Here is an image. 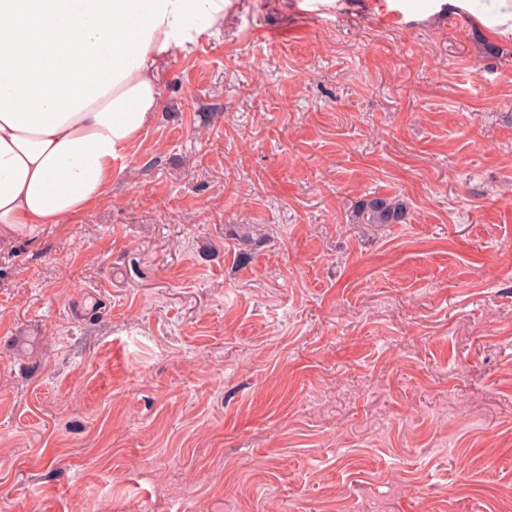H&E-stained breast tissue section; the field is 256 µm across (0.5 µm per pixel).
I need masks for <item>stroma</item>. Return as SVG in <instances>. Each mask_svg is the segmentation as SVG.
<instances>
[{"label": "stroma", "instance_id": "1", "mask_svg": "<svg viewBox=\"0 0 512 512\" xmlns=\"http://www.w3.org/2000/svg\"><path fill=\"white\" fill-rule=\"evenodd\" d=\"M488 41L431 0H229L172 49L104 198L0 227V512H512ZM408 207L399 196L373 197L361 200L354 213L357 224H403L406 223Z\"/></svg>", "mask_w": 512, "mask_h": 512}]
</instances>
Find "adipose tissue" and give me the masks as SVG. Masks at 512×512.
Listing matches in <instances>:
<instances>
[{
	"label": "adipose tissue",
	"instance_id": "ef3b65f1",
	"mask_svg": "<svg viewBox=\"0 0 512 512\" xmlns=\"http://www.w3.org/2000/svg\"><path fill=\"white\" fill-rule=\"evenodd\" d=\"M227 0H0V225L62 224L110 189L170 50ZM512 43V0H448Z\"/></svg>",
	"mask_w": 512,
	"mask_h": 512
}]
</instances>
